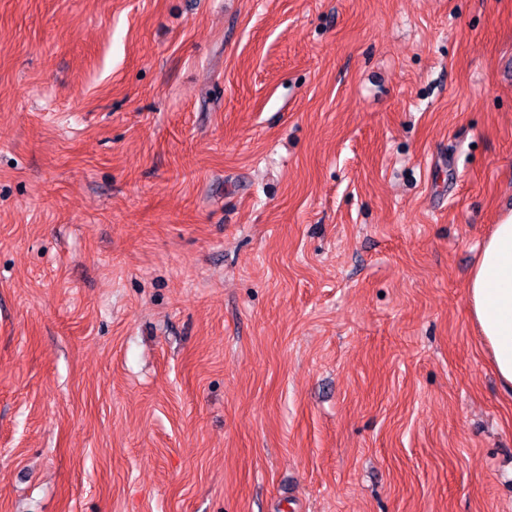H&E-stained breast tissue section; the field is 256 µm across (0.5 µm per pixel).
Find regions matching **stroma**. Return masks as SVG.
<instances>
[{
	"label": "stroma",
	"mask_w": 512,
	"mask_h": 512,
	"mask_svg": "<svg viewBox=\"0 0 512 512\" xmlns=\"http://www.w3.org/2000/svg\"><path fill=\"white\" fill-rule=\"evenodd\" d=\"M508 211L512 0H0V512H512ZM468 310L499 380L512 389V212L484 241L467 282Z\"/></svg>",
	"instance_id": "35a3bbf8"
}]
</instances>
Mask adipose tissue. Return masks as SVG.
I'll use <instances>...</instances> for the list:
<instances>
[{
    "instance_id": "1",
    "label": "adipose tissue",
    "mask_w": 512,
    "mask_h": 512,
    "mask_svg": "<svg viewBox=\"0 0 512 512\" xmlns=\"http://www.w3.org/2000/svg\"><path fill=\"white\" fill-rule=\"evenodd\" d=\"M468 310L499 380L512 389V212L484 241L467 282Z\"/></svg>"
}]
</instances>
